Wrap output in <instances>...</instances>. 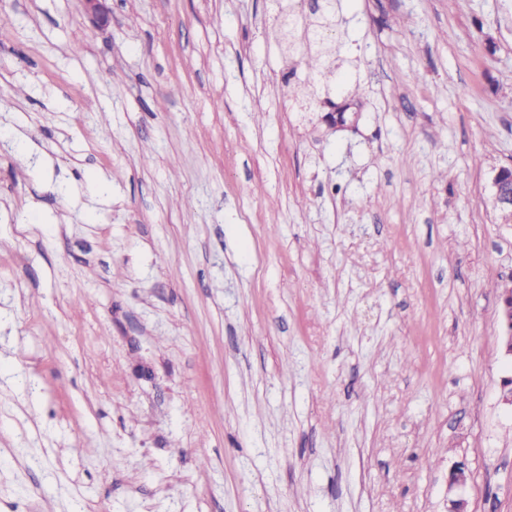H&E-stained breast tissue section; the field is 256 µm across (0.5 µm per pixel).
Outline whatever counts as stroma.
Wrapping results in <instances>:
<instances>
[{
  "instance_id": "stroma-1",
  "label": "stroma",
  "mask_w": 512,
  "mask_h": 512,
  "mask_svg": "<svg viewBox=\"0 0 512 512\" xmlns=\"http://www.w3.org/2000/svg\"><path fill=\"white\" fill-rule=\"evenodd\" d=\"M107 6L0 0V512H512V0H339L336 129L308 0ZM319 3L315 9L314 2L309 1L310 14H302V18L295 24L293 12H288L281 23L280 37L288 42V47L295 57L297 65L304 68L311 81L303 89V96L316 98L319 95L318 83L326 80L336 85L339 77L338 67H334L329 61V52L324 48L323 31L329 28L332 31L338 26L337 2L338 0H317ZM492 204L502 224L512 222V176L506 177L505 169H499L491 180ZM462 468V471L457 470ZM471 481V471L463 461L454 463L448 469V491L453 493L449 500L448 512H468L465 492Z\"/></svg>"
}]
</instances>
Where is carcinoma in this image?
I'll return each mask as SVG.
<instances>
[{"label":"carcinoma","instance_id":"obj_1","mask_svg":"<svg viewBox=\"0 0 512 512\" xmlns=\"http://www.w3.org/2000/svg\"><path fill=\"white\" fill-rule=\"evenodd\" d=\"M338 0H319L317 7L310 14L294 21L293 13H288L281 23L280 37L288 42V47L295 57L297 65L305 69L310 83L303 89V96L315 98L319 95L318 83L326 80L336 83L339 69L329 61V52L324 48L323 31L334 30L337 21Z\"/></svg>","mask_w":512,"mask_h":512}]
</instances>
